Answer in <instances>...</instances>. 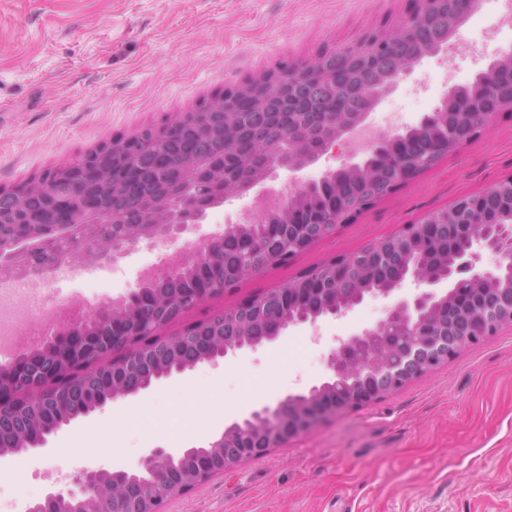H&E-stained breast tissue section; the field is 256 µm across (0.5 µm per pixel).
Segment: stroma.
Listing matches in <instances>:
<instances>
[{
  "label": "stroma",
  "mask_w": 512,
  "mask_h": 512,
  "mask_svg": "<svg viewBox=\"0 0 512 512\" xmlns=\"http://www.w3.org/2000/svg\"><path fill=\"white\" fill-rule=\"evenodd\" d=\"M413 7L414 0H0V187L172 123L200 100L261 74L390 34ZM495 9L481 0L454 36L458 84L491 61L481 33ZM445 93L436 58H427L370 118L403 130ZM511 175L512 116L501 114L336 236L243 279L165 331L282 287ZM160 260L142 245L104 277L50 275L43 288L70 302L74 316L84 298L126 293ZM386 305L366 298L346 318L289 330L257 351L199 364L78 417L43 449L0 456V512H25L87 468L122 469L148 448L202 445L252 410L308 390L325 378L337 337L374 325ZM211 402L223 413H209ZM202 420L209 430L199 435ZM160 512H512V327L383 400L171 498Z\"/></svg>",
  "instance_id": "stroma-1"
}]
</instances>
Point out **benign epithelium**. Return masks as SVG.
Returning <instances> with one entry per match:
<instances>
[{
    "instance_id": "1",
    "label": "benign epithelium",
    "mask_w": 512,
    "mask_h": 512,
    "mask_svg": "<svg viewBox=\"0 0 512 512\" xmlns=\"http://www.w3.org/2000/svg\"><path fill=\"white\" fill-rule=\"evenodd\" d=\"M415 12L399 23L392 35H372L357 47L322 55L224 91L214 109L203 115L191 110L181 120H195L213 134L235 129L252 148L253 171L243 180L224 168V157L199 156L194 145L171 162L149 172L158 193L147 204L152 214L144 222L126 214H112V224L98 221L96 198L115 189L112 164L125 161L139 147L136 134L87 154L68 166L63 178L43 175L29 182L37 202L21 204L22 217L0 211V281L20 269L40 276L55 260L93 246L108 261L126 256L139 245L160 240L175 242L195 233L207 211L251 189L252 205L243 221L203 236L199 246L177 262H165L140 276L136 286L112 301L72 317L50 331L48 339L0 367V455L45 447L48 438L73 419L149 389L162 379L180 376L198 364L217 363L238 352L276 341L290 329L314 326L325 318L342 319L366 296L389 300L385 315L373 326L336 337L325 357L327 377L306 392L291 394L276 407L263 406L225 426L208 446H192L176 453L148 448L129 468L84 470L66 490H52L28 505L26 512H159L167 499L188 491L242 462L258 459L287 445L331 415L350 412L382 400L413 380L454 359L461 351L477 349L505 326H512V214L497 224H480L481 206L503 184L512 190V177L483 193L465 195L470 224L449 223L448 210H434L419 222L373 242L350 256L330 260L339 264L335 280L345 284L368 265L391 269L394 278L380 288H364L345 299L330 287V271L322 264L288 283L267 290L231 309H211L201 319L171 335H157L184 312L234 288L244 278L286 262L323 239L336 235L344 224L370 207L354 198L335 211L330 224H300L298 206L313 202L317 185L340 183L349 177L369 179L371 156L388 150L394 157L395 183L401 185L429 167L437 150H459L475 140L493 116L512 112V49L500 52L467 87L454 86L418 125L401 133L382 128L360 151H346L337 168L317 180L301 172L315 165L336 141L366 123L377 103L392 93L413 66L426 57L446 55L450 39L478 6L479 0H417ZM405 62L382 73L381 84L367 93L364 111L352 112L337 88L363 72H378L392 53ZM279 100L283 111L301 116L324 101V118L309 133L293 121L277 126L273 137L257 128L268 98ZM481 100L483 125H470L473 99ZM454 130L449 144L407 157L398 151L409 136H435ZM287 173L278 190L262 183ZM218 175L214 192L205 196L200 184ZM288 224L285 236L256 235L260 224ZM434 237L461 242L451 251L448 268L439 275L425 269L426 246ZM491 255L494 262L484 263ZM210 277L209 288H189L198 277ZM414 291H403L406 281ZM321 298V306L307 314H291L282 296L300 305L304 296ZM253 315L256 326L238 331L241 310ZM32 410L38 422L27 423L3 413V408Z\"/></svg>"
}]
</instances>
